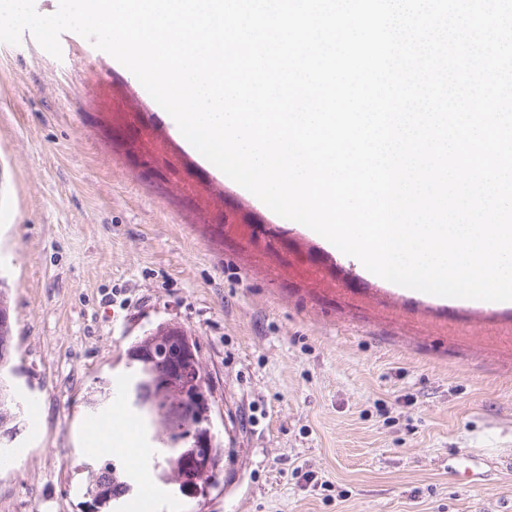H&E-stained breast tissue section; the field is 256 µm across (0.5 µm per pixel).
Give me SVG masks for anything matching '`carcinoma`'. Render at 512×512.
Returning <instances> with one entry per match:
<instances>
[{"instance_id":"1","label":"carcinoma","mask_w":512,"mask_h":512,"mask_svg":"<svg viewBox=\"0 0 512 512\" xmlns=\"http://www.w3.org/2000/svg\"><path fill=\"white\" fill-rule=\"evenodd\" d=\"M16 350L8 289L0 288V448L14 444L19 432L15 395L9 383ZM133 399L130 407L138 421L155 429L165 468L161 479L179 490L205 491L220 473L222 444L214 441L211 463L189 467L182 458L194 434L207 427L208 379L199 347L181 326L159 323L144 331L128 350ZM129 474L110 460L89 473L86 493L105 503L122 498L129 489Z\"/></svg>"}]
</instances>
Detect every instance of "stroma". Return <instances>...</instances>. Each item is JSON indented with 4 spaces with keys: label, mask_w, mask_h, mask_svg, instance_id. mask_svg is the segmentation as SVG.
I'll list each match as a JSON object with an SVG mask.
<instances>
[{
    "label": "stroma",
    "mask_w": 512,
    "mask_h": 512,
    "mask_svg": "<svg viewBox=\"0 0 512 512\" xmlns=\"http://www.w3.org/2000/svg\"><path fill=\"white\" fill-rule=\"evenodd\" d=\"M60 43L57 59L28 32L0 42V278L25 406L0 512H108L89 465L151 473L144 430L90 451L86 397L163 321L199 345L225 457L206 496L169 487L154 512H512V335L337 287L294 225L217 195L157 136L130 71ZM465 453L482 479L453 470Z\"/></svg>",
    "instance_id": "stroma-1"
}]
</instances>
